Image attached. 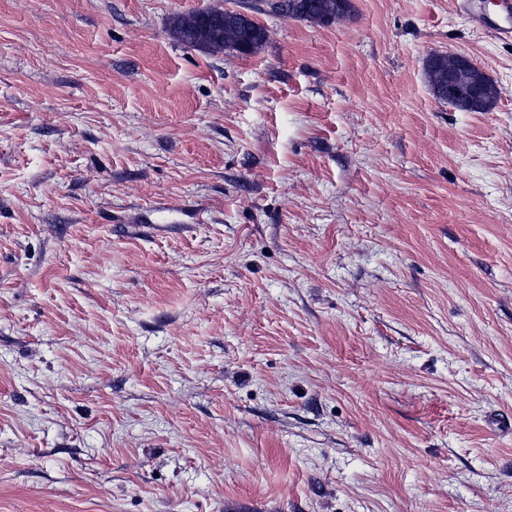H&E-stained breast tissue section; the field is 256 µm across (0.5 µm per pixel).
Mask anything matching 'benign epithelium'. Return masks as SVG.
Masks as SVG:
<instances>
[{
    "instance_id": "benign-epithelium-1",
    "label": "benign epithelium",
    "mask_w": 512,
    "mask_h": 512,
    "mask_svg": "<svg viewBox=\"0 0 512 512\" xmlns=\"http://www.w3.org/2000/svg\"><path fill=\"white\" fill-rule=\"evenodd\" d=\"M448 71V101L465 112H488L502 95L499 86L485 70L468 57L456 53H441Z\"/></svg>"
}]
</instances>
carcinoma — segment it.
<instances>
[{"mask_svg": "<svg viewBox=\"0 0 512 512\" xmlns=\"http://www.w3.org/2000/svg\"><path fill=\"white\" fill-rule=\"evenodd\" d=\"M269 11L288 14L290 16L315 21L337 9L336 0H268ZM209 25L218 34L214 38L198 31L192 24L188 14L177 16L172 25L174 37L189 47H198L211 51L234 49L244 44H252V48L242 49L240 53L252 55L267 39L263 25L252 19H246L226 9L209 11Z\"/></svg>", "mask_w": 512, "mask_h": 512, "instance_id": "carcinoma-1", "label": "carcinoma"}]
</instances>
